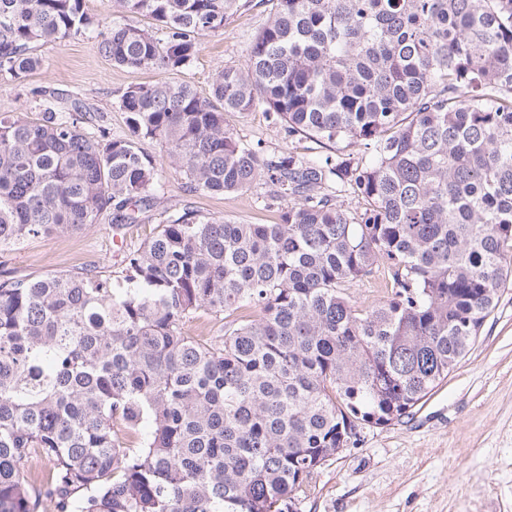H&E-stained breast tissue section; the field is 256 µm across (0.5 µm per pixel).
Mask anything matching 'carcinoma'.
Returning <instances> with one entry per match:
<instances>
[{"label": "carcinoma", "instance_id": "carcinoma-1", "mask_svg": "<svg viewBox=\"0 0 512 512\" xmlns=\"http://www.w3.org/2000/svg\"><path fill=\"white\" fill-rule=\"evenodd\" d=\"M245 2L113 0L94 21L83 0H0V75L90 34L164 74L122 91L124 138L76 95L39 123L0 115V251L140 223L164 191L145 139L186 195L260 184L282 205L277 224L184 207L103 270L0 279V512H301L359 425L409 415L468 355L512 281V0H267L209 95L174 78ZM253 111L339 154H266L224 122ZM371 278L390 294L361 308ZM204 315L221 332L189 335Z\"/></svg>", "mask_w": 512, "mask_h": 512}]
</instances>
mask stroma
Instances as JSON below:
<instances>
[{
  "label": "stroma",
  "instance_id": "stroma-1",
  "mask_svg": "<svg viewBox=\"0 0 512 512\" xmlns=\"http://www.w3.org/2000/svg\"><path fill=\"white\" fill-rule=\"evenodd\" d=\"M266 0L229 16L223 30L201 37V49L186 80L208 94L212 78L224 67L244 62L251 37L265 23ZM40 67L15 80L0 76V113L41 118L37 90L55 93L59 107L81 94L97 109L109 137L126 136V115L118 108L131 84L151 82L152 69L118 68L101 55L89 36L36 44ZM227 124L264 151L277 152L291 141L260 111L231 112ZM165 196L144 211L126 238L140 242L160 224L166 211L191 205L203 215L244 224H275L281 207L262 202V187L242 195L186 196L183 175L163 162ZM113 229L102 223L48 241L33 240L18 250L0 251V271L19 276L75 273L114 263ZM302 512H512V283L501 289L498 306L485 321L466 358L401 420L360 427L358 441L315 472Z\"/></svg>",
  "mask_w": 512,
  "mask_h": 512
}]
</instances>
